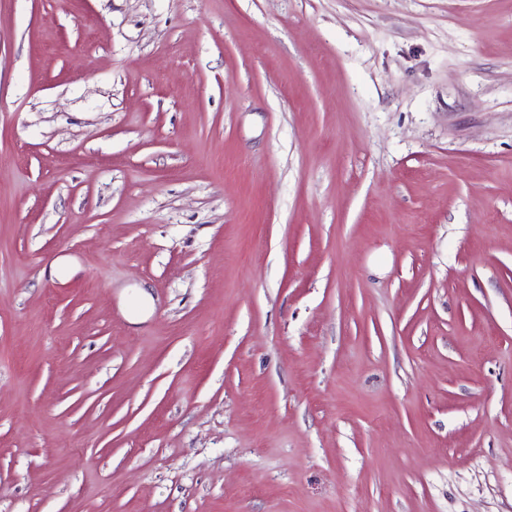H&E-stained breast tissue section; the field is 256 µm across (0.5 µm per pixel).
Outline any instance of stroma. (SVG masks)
Listing matches in <instances>:
<instances>
[{"instance_id":"35a3bbf8","label":"stroma","mask_w":512,"mask_h":512,"mask_svg":"<svg viewBox=\"0 0 512 512\" xmlns=\"http://www.w3.org/2000/svg\"><path fill=\"white\" fill-rule=\"evenodd\" d=\"M0 512H512V0H0Z\"/></svg>"}]
</instances>
